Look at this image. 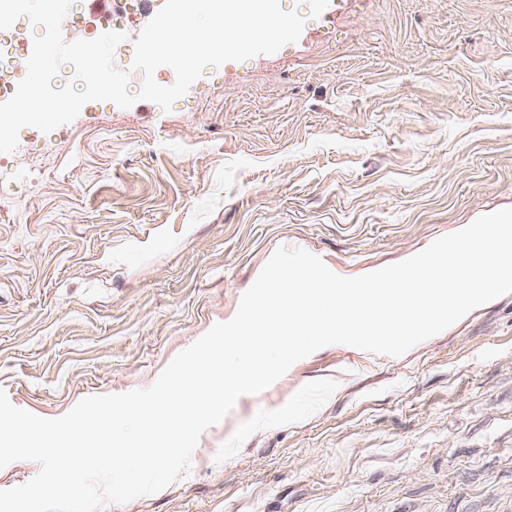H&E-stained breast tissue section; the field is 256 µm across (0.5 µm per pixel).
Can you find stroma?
Segmentation results:
<instances>
[{
  "label": "stroma",
  "instance_id": "stroma-1",
  "mask_svg": "<svg viewBox=\"0 0 512 512\" xmlns=\"http://www.w3.org/2000/svg\"><path fill=\"white\" fill-rule=\"evenodd\" d=\"M278 5L297 42L206 68L170 111L93 101L0 153L14 406L149 387L277 248L350 277L512 208V0ZM194 456L102 512H512V293L400 357L312 353Z\"/></svg>",
  "mask_w": 512,
  "mask_h": 512
}]
</instances>
